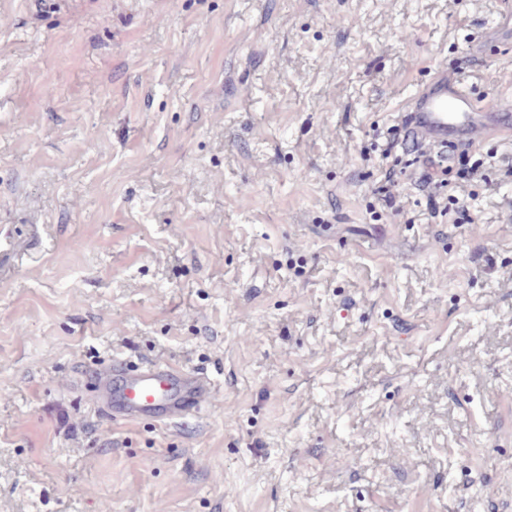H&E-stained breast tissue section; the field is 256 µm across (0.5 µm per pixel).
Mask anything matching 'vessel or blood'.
<instances>
[{
    "instance_id": "vessel-or-blood-1",
    "label": "vessel or blood",
    "mask_w": 512,
    "mask_h": 512,
    "mask_svg": "<svg viewBox=\"0 0 512 512\" xmlns=\"http://www.w3.org/2000/svg\"><path fill=\"white\" fill-rule=\"evenodd\" d=\"M512 45V0L487 24L478 53L494 55ZM402 115L418 158L444 161L448 150H481L490 141H512V96L478 93L440 65L409 96ZM96 404L129 421L172 423L207 408L213 381L168 363L139 364L125 358L93 373Z\"/></svg>"
}]
</instances>
